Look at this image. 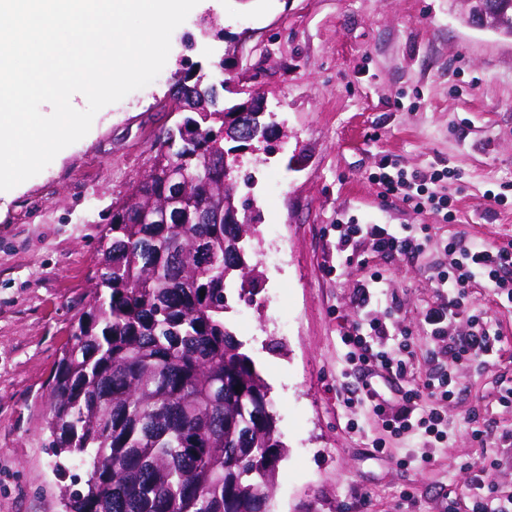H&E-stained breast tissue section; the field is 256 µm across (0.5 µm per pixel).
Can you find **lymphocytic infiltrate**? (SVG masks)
<instances>
[{
  "mask_svg": "<svg viewBox=\"0 0 512 512\" xmlns=\"http://www.w3.org/2000/svg\"><path fill=\"white\" fill-rule=\"evenodd\" d=\"M446 171L403 174L380 173L379 181L388 191L398 193L410 203L435 204L437 196L432 184L443 181ZM339 245H347L358 236L369 237L376 249L385 253H408L419 250L418 240L411 235L402 236L379 224L337 225ZM448 249L455 256L449 274L440 276L439 287L448 291L446 298L428 308L423 318L440 341L441 349L451 361L460 362L477 356L496 353L498 333L480 322L472 312L473 302L467 290L473 282L485 280L495 294L512 299V248L507 246L478 244L465 237L452 238ZM467 319L469 328L465 333L449 334L450 324L458 319ZM397 328L396 322L372 320L366 323H351L342 338L347 348L345 354L347 377L353 378L354 386L345 390V406L371 407L387 432L394 436L415 433L440 441L448 436V418L443 403L448 399L453 383L450 371L439 369L423 382L421 388L401 389L400 382L411 371L414 352L408 342H401L397 356H389L386 343ZM382 378L396 394L383 398L373 387V378ZM434 400L433 407L421 409V397ZM473 483L474 504L472 512H486L494 507L495 512H512V495L503 494L491 477V469L485 462L475 464Z\"/></svg>",
  "mask_w": 512,
  "mask_h": 512,
  "instance_id": "obj_1",
  "label": "lymphocytic infiltrate"
}]
</instances>
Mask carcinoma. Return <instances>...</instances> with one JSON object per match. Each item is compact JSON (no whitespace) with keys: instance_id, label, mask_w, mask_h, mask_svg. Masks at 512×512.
<instances>
[{"instance_id":"cac0c4a2","label":"carcinoma","mask_w":512,"mask_h":512,"mask_svg":"<svg viewBox=\"0 0 512 512\" xmlns=\"http://www.w3.org/2000/svg\"><path fill=\"white\" fill-rule=\"evenodd\" d=\"M494 20L512 38V0ZM195 86L200 110L163 132L148 173L112 204L88 310L49 381L48 447L88 464L64 488L67 512H271L288 449L270 387L225 320L262 278L245 260L259 217L245 199L247 223H199L194 201L221 192L234 206L238 186L215 164L229 113L212 85ZM172 165L193 203L178 224H145L168 202Z\"/></svg>"}]
</instances>
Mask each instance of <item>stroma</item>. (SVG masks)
Instances as JSON below:
<instances>
[{"label":"stroma","mask_w":512,"mask_h":512,"mask_svg":"<svg viewBox=\"0 0 512 512\" xmlns=\"http://www.w3.org/2000/svg\"><path fill=\"white\" fill-rule=\"evenodd\" d=\"M209 16L223 38L199 39ZM183 58L206 82H225V106L263 97L287 133L273 153H243L235 173L255 179L237 196L261 215L247 262L265 277L252 302L226 315L270 386L288 448L274 512H470L482 457L512 489V405L499 401L512 387V302L481 280L469 289L501 338L486 359L439 357L423 319L453 264L452 237L512 242V39L462 23L454 0H199L152 83L102 108L87 135L0 193V512H64L46 446L48 381L87 309L113 201L181 118L171 101ZM384 166L447 169L444 209L419 211L388 192L375 180ZM351 216L426 232V246L394 257L364 238L340 248L336 223ZM374 277L376 296L357 308L356 289ZM388 316L415 351L408 386L440 366L455 373L449 436L428 464L408 459L422 437L385 436L368 408L342 403L345 326ZM474 409L489 426L482 444L468 423Z\"/></svg>","instance_id":"obj_1"}]
</instances>
